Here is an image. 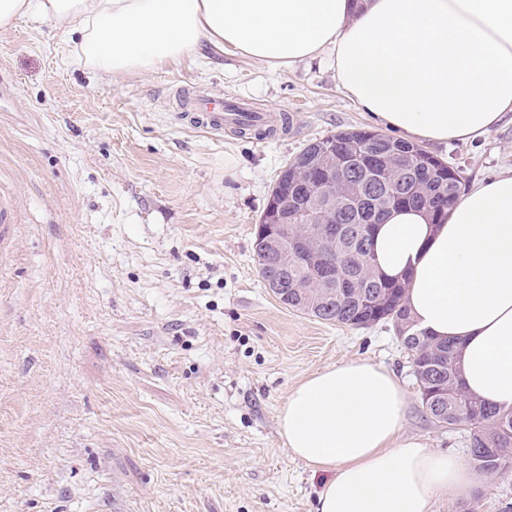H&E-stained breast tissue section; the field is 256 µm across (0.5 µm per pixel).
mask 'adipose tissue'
Listing matches in <instances>:
<instances>
[{
    "mask_svg": "<svg viewBox=\"0 0 512 512\" xmlns=\"http://www.w3.org/2000/svg\"><path fill=\"white\" fill-rule=\"evenodd\" d=\"M79 34L100 74L147 72L204 44L279 66L332 49L347 94L411 141H464L512 112V0H0ZM382 272L408 282L417 327L455 339L467 391L512 408V168L472 185L441 224L394 211L375 239ZM389 369L339 363L303 379L278 413L286 448L328 472L317 512H431L470 488L456 456L404 435Z\"/></svg>",
    "mask_w": 512,
    "mask_h": 512,
    "instance_id": "ef3b65f1",
    "label": "adipose tissue"
}]
</instances>
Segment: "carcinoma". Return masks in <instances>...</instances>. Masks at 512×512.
<instances>
[{
	"label": "carcinoma",
	"mask_w": 512,
	"mask_h": 512,
	"mask_svg": "<svg viewBox=\"0 0 512 512\" xmlns=\"http://www.w3.org/2000/svg\"><path fill=\"white\" fill-rule=\"evenodd\" d=\"M317 154L331 155L338 163H353L349 179L328 184L327 191L338 198L350 196V204L336 211L333 226L345 232L354 227L363 231L361 246L366 260L358 263L342 254L331 256L325 262L334 275L329 280L320 265H297L298 253L312 260L320 252L315 229L307 228V245L290 241L288 256L281 258L288 264V296L279 297L280 302L329 323L359 328L381 321L391 323L408 351L426 414L442 427H467V447L478 470L499 477L512 472V408L487 403L465 390L454 340L414 332L406 304L407 285L377 268L374 234L378 224L371 203L357 195L367 177L378 194L390 201L389 210L411 208L442 219L462 193L458 171L415 143L362 129L341 130L307 144L287 161L271 195L293 191L311 174L310 162Z\"/></svg>",
	"instance_id": "cac0c4a2"
}]
</instances>
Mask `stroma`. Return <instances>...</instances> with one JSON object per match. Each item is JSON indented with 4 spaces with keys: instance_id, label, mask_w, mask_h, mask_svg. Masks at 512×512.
Instances as JSON below:
<instances>
[{
    "instance_id": "35a3bbf8",
    "label": "stroma",
    "mask_w": 512,
    "mask_h": 512,
    "mask_svg": "<svg viewBox=\"0 0 512 512\" xmlns=\"http://www.w3.org/2000/svg\"><path fill=\"white\" fill-rule=\"evenodd\" d=\"M80 39L0 27V512H316L328 475L283 445L304 378L366 360L394 371L403 425L467 457L424 412L391 324L354 328L283 305L252 249L282 166L340 130L385 133L324 52L288 68L205 47L105 78ZM288 114L264 138L192 128L184 92ZM426 150L464 185L512 166V120ZM512 475L478 473L432 512H502Z\"/></svg>"
}]
</instances>
